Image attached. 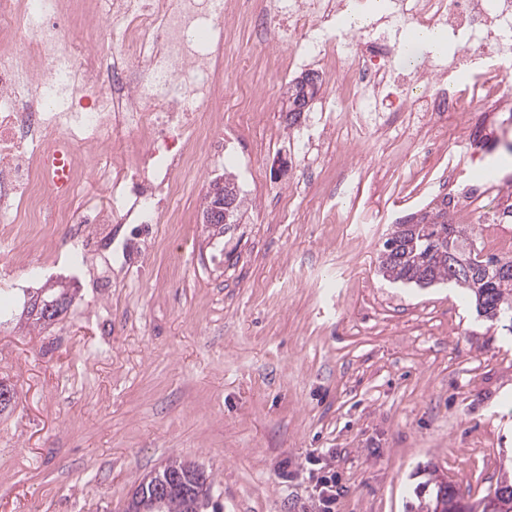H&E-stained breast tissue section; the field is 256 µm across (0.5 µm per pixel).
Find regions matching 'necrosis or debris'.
<instances>
[{
    "label": "necrosis or debris",
    "mask_w": 512,
    "mask_h": 512,
    "mask_svg": "<svg viewBox=\"0 0 512 512\" xmlns=\"http://www.w3.org/2000/svg\"><path fill=\"white\" fill-rule=\"evenodd\" d=\"M412 28L445 27L464 35L449 61L428 58L429 78L416 95L390 102L393 112H425L447 121L470 143L481 140L472 104L501 111L494 76L476 60L512 56V0H399ZM340 0H265L242 15L260 26L274 21L290 46L283 71L316 65L337 76L338 102H323L316 122L323 138L335 127L334 107L368 126L370 105L356 89L392 84L396 46L387 36L337 31ZM233 24L225 0H0V43L20 41L0 55V229L44 251L57 241L51 224L83 225L100 265L71 256L68 275L90 288L112 285V270L129 268L152 249L156 224H183L172 207L195 169H220L231 140L225 120L255 123L257 109L224 114V47ZM68 155L63 187L49 164ZM106 192L81 196L90 183ZM131 231L113 241V226Z\"/></svg>",
    "instance_id": "obj_1"
}]
</instances>
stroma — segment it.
I'll list each match as a JSON object with an SVG mask.
<instances>
[{"label":"stroma","mask_w":512,"mask_h":512,"mask_svg":"<svg viewBox=\"0 0 512 512\" xmlns=\"http://www.w3.org/2000/svg\"><path fill=\"white\" fill-rule=\"evenodd\" d=\"M284 53L224 71L226 105L254 91L283 132ZM479 119L487 150L453 137L452 160L427 162L411 135L386 148L337 117L345 154L324 156L307 192L295 189L298 146L259 155L255 129H239L225 168L244 195L240 222L206 231L210 179L196 174L182 201L190 223L160 225L156 257L113 273L105 292L60 279L80 240L47 256L0 239L26 255L1 280L73 296L43 326L22 318L17 295L0 324V380L16 392L0 412V512H125L175 460L207 471L223 512H318L314 458L345 488L336 512H406L426 469L484 512L512 471V334L460 288L401 286L379 271L400 218L512 179V123Z\"/></svg>","instance_id":"obj_1"}]
</instances>
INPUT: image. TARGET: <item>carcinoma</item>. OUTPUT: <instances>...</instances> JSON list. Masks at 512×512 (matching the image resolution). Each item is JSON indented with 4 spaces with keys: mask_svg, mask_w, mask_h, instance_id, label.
<instances>
[{
    "mask_svg": "<svg viewBox=\"0 0 512 512\" xmlns=\"http://www.w3.org/2000/svg\"><path fill=\"white\" fill-rule=\"evenodd\" d=\"M224 199L232 208L229 223L238 222L243 204L235 176L224 174ZM448 196L433 198L426 207L411 217L419 222L393 225L383 243L379 270L386 279L402 284L428 287L436 283H453L472 297L479 315L487 320L509 321L512 333V255L474 251L473 242L458 224L448 221ZM199 467L183 469L166 465L159 475L171 472L182 476L177 490L172 492L162 512H188L186 494L195 480ZM417 503L442 500L446 512H466L463 493L451 482L438 483L430 479L415 488Z\"/></svg>",
    "mask_w": 512,
    "mask_h": 512,
    "instance_id": "obj_1",
    "label": "carcinoma"
}]
</instances>
